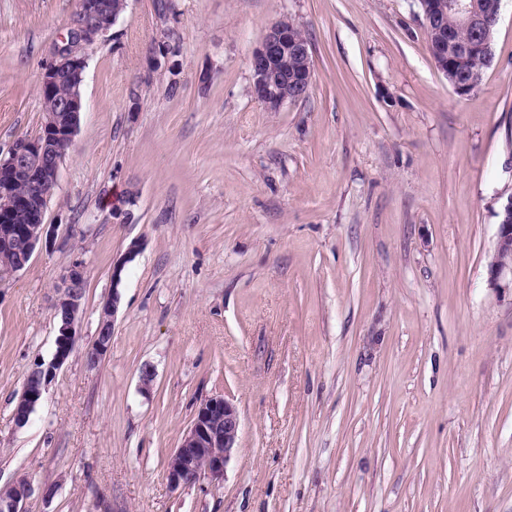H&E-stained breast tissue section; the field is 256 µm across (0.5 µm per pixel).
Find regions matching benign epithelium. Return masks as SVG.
<instances>
[{
    "instance_id": "obj_1",
    "label": "benign epithelium",
    "mask_w": 512,
    "mask_h": 512,
    "mask_svg": "<svg viewBox=\"0 0 512 512\" xmlns=\"http://www.w3.org/2000/svg\"><path fill=\"white\" fill-rule=\"evenodd\" d=\"M423 24L432 28L439 41V50L433 61L443 73L455 93L460 94L467 85L479 82L472 73L464 80L461 74L448 70V36L442 29L433 27L441 15L452 10L460 23L480 35L499 22L502 0H493L487 11H482L477 0H419ZM126 0H78L69 38L55 50L54 57L45 69L41 82L42 100L48 103L50 119L43 123L34 137L18 139L8 156L0 158V243L9 245L17 235L27 242V255H32L42 241L44 203L53 192L59 173L60 161L71 146L84 111L80 87L84 82L87 47L103 39L117 23ZM253 96L268 110L277 112L288 102L304 98L312 84L310 44L298 36L288 24L280 20L266 33L261 45L253 52L250 61ZM24 184L20 193L17 186ZM22 213L27 217L26 226H13L12 217ZM493 260L489 267V284L496 293H512V194L506 199L500 213ZM140 249L134 242L125 257L112 266V297L101 310V331L111 334L119 309V285L125 264L132 261ZM83 280V269L74 264L62 280L55 300V313L60 315L55 352L46 365H35L33 370L43 375V385L31 391L25 385L19 404L25 410L35 408L56 371L65 363L78 340L76 318L81 311L78 288ZM241 432V417L237 406L218 395L200 402L191 424L183 434L167 463L171 488L178 489L190 479H224L227 464L234 456ZM17 492L0 500V512H24L21 502L29 493L27 480L16 481Z\"/></svg>"
}]
</instances>
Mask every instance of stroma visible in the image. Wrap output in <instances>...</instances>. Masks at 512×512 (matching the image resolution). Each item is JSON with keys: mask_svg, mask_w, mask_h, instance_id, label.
Instances as JSON below:
<instances>
[{"mask_svg": "<svg viewBox=\"0 0 512 512\" xmlns=\"http://www.w3.org/2000/svg\"><path fill=\"white\" fill-rule=\"evenodd\" d=\"M77 7L0 0V156L39 132ZM282 19L313 82L270 112L249 60ZM161 41L174 58L150 65ZM492 52L461 97L416 0H128L88 52L53 243L0 278V488L27 479L24 512H512V298L487 282L512 193V0ZM78 261L76 347L17 426ZM215 395L239 448L222 481L172 489Z\"/></svg>", "mask_w": 512, "mask_h": 512, "instance_id": "1", "label": "stroma"}]
</instances>
